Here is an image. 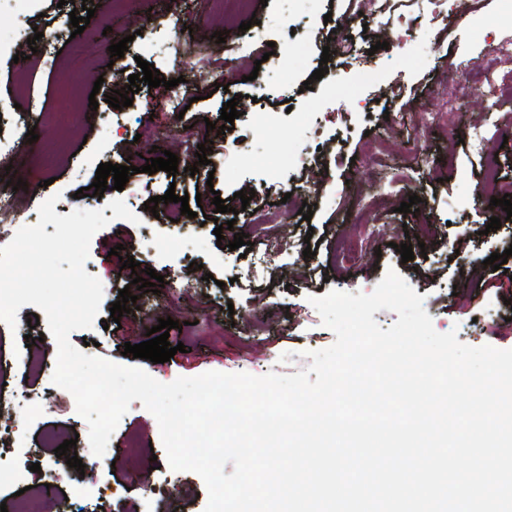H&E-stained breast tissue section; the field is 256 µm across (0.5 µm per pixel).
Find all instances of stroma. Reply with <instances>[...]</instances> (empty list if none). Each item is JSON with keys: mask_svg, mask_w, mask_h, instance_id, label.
<instances>
[{"mask_svg": "<svg viewBox=\"0 0 512 512\" xmlns=\"http://www.w3.org/2000/svg\"><path fill=\"white\" fill-rule=\"evenodd\" d=\"M83 0H0V38L17 30H38L50 38L55 57L32 56L14 61L0 54V120H22L35 129L37 141L19 140L12 167L0 169V185L23 180L27 189L18 216L27 221L40 204L57 196L54 210H103L109 223L90 244L85 264L104 289L92 328L71 333V343L85 354L138 366L169 383L207 371L268 372L293 375L309 364L306 352L331 346L336 336L323 325L310 297L329 290L369 293L388 270H396L424 298V308L440 333L456 331L464 344L512 349V259L506 272L492 270L486 258L512 247V219L487 231L492 210L478 205L471 191L484 186L486 158L497 155L502 181L512 183V63L499 73L500 90L490 97L462 92L449 81V70L466 75L496 46L512 42V8L501 0H480L477 12L447 20L419 14L415 0H97L98 8L82 34H74L72 10ZM250 22L249 32L239 29ZM192 27L184 36L183 27ZM225 35L228 45L249 39L247 51L228 62L226 89H195L196 102L184 115L166 107L164 87H142L131 106L117 110L107 96L115 85H128L138 60L154 64L162 76L179 77L197 67L190 45ZM129 45L114 79L101 80L110 61L108 48L120 40ZM383 49H376V42ZM330 61H322L323 50ZM283 55L289 78H269L266 52ZM335 81L312 80L319 65ZM310 90H302L304 81ZM238 99L240 113L232 133L241 148L225 152L223 137L213 140L208 162L196 174L130 175L122 191L106 190L102 198L79 196L92 184L99 164H125L172 152L184 156L183 139L160 143L156 151L135 143L140 127L190 128L194 143H203L206 125L218 122L224 103ZM97 109H90V101ZM21 112H14V105ZM470 116L468 127L453 130L457 111ZM273 113L275 129L257 127L254 115ZM481 133L474 146L473 133ZM401 145L420 141L425 161L405 169L401 155L375 161L362 156L366 137ZM321 186L319 195L297 194L300 186ZM200 194L190 203L197 216L173 223L167 211L152 214L150 197ZM254 190L249 204L238 191ZM417 211L400 212L410 195ZM231 210L215 214L213 196ZM121 198L139 215L140 224L113 217L108 200ZM276 200L271 224H252L251 212ZM310 206L304 220L301 206ZM231 223L225 245H218L216 224ZM371 234L361 251L343 247L356 224ZM246 233L253 248L229 250L235 234ZM424 242V253L402 262L397 245ZM142 266L163 276L159 293L138 291L139 310L110 320L109 308L133 279L122 268L115 245ZM312 257H304V249ZM199 270H191V263ZM27 304L17 313L16 328L0 322V403L10 411L11 425L0 438V460L16 475V484L0 482V502L11 501L17 487L54 480L59 496L48 512H204L206 487L195 473L172 471L155 417L141 401H132L110 438V456L94 471L82 474L57 458L55 444L73 439L77 456L88 459V425L50 373L25 365L56 357L57 344L47 324L42 339L27 345V320L37 314ZM182 322L171 330L170 343L184 352L165 363L136 359L125 343L146 341L158 319ZM288 362H281L282 354ZM39 471H32V464Z\"/></svg>", "mask_w": 512, "mask_h": 512, "instance_id": "1", "label": "stroma"}]
</instances>
